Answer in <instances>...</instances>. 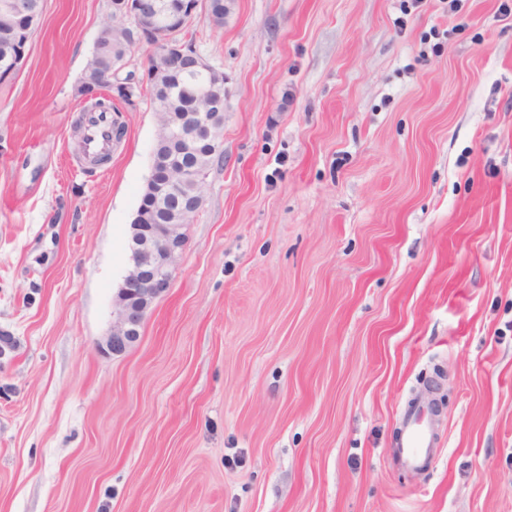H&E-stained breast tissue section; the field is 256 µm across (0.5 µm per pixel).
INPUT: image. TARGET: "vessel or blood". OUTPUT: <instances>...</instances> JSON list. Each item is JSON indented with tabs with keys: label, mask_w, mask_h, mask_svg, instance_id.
<instances>
[{
	"label": "vessel or blood",
	"mask_w": 512,
	"mask_h": 512,
	"mask_svg": "<svg viewBox=\"0 0 512 512\" xmlns=\"http://www.w3.org/2000/svg\"><path fill=\"white\" fill-rule=\"evenodd\" d=\"M86 156H105L112 152V115L108 112L86 113L83 124ZM433 413L429 402L408 406L401 415L400 441L395 453L403 466L419 471L432 461L437 446Z\"/></svg>",
	"instance_id": "obj_1"
}]
</instances>
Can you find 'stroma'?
I'll return each mask as SVG.
<instances>
[{"mask_svg": "<svg viewBox=\"0 0 512 512\" xmlns=\"http://www.w3.org/2000/svg\"><path fill=\"white\" fill-rule=\"evenodd\" d=\"M226 6L193 26L224 160L122 355L158 115L84 161L109 0H43L0 82V512H512V0ZM430 403L416 402L401 415L400 441L395 453L403 466L419 471L433 460L437 448Z\"/></svg>", "mask_w": 512, "mask_h": 512, "instance_id": "35a3bbf8", "label": "stroma"}]
</instances>
